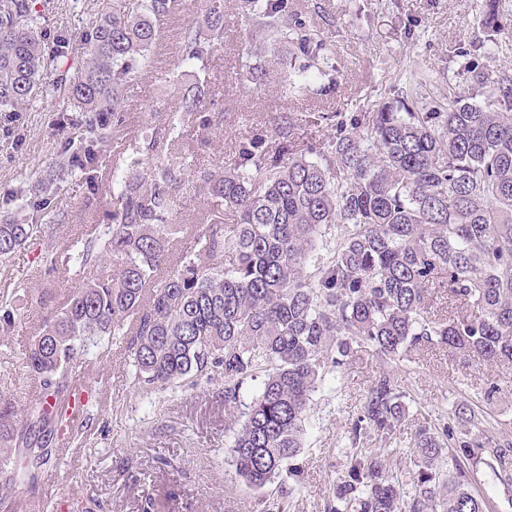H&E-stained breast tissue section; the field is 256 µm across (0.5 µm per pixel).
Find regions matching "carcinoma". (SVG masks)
I'll return each mask as SVG.
<instances>
[{"instance_id": "obj_1", "label": "carcinoma", "mask_w": 512, "mask_h": 512, "mask_svg": "<svg viewBox=\"0 0 512 512\" xmlns=\"http://www.w3.org/2000/svg\"><path fill=\"white\" fill-rule=\"evenodd\" d=\"M38 0H0V112H21L38 97L63 93L82 113L86 135L65 143L44 171L43 195L25 181L0 206V258L31 237L34 225L62 221L54 187L82 177L95 186L99 154L119 131L118 110L137 75L152 63L158 23L174 0L116 4L92 24L57 38L56 58L82 53L72 77L44 73ZM205 28L181 33L179 65L203 71L224 34L223 0H203ZM250 32L262 41L291 35L299 64L283 70L288 97L320 94L331 80L327 40L309 29L290 0H248ZM490 53L504 21L485 0ZM468 88L448 86L439 111L414 91L401 110L323 112L329 139L300 147L286 116L271 134L243 137L231 168L202 171L209 195L233 216L195 225L193 251L165 279L178 234L177 197L192 172L187 158L163 156L154 140H131L127 164L110 173L111 224L74 245L80 277L44 317L25 350L40 382L23 411L0 395V501L37 480L50 459L53 430L66 420L80 364L114 336L129 337L134 382L143 390L224 380V403L242 406L231 448L246 488L261 491L304 448L312 395L329 378L374 352L381 365L351 423L346 469L328 512H486L474 472L489 466L512 493V443L491 434L485 411L453 405L455 426L423 418L408 442L405 472L367 442L401 429L407 392L393 366L436 345L477 362H512V72L494 78L471 62ZM491 99L476 100L487 82ZM202 88L169 117L172 132L213 126ZM43 305L23 291L0 297V324L20 305ZM257 384L248 404L242 390ZM410 489H405V486Z\"/></svg>"}]
</instances>
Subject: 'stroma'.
<instances>
[{"mask_svg":"<svg viewBox=\"0 0 512 512\" xmlns=\"http://www.w3.org/2000/svg\"><path fill=\"white\" fill-rule=\"evenodd\" d=\"M483 0H292L306 23L330 45L336 82L320 96L287 97L277 87L276 73L255 86L241 78L248 67L266 64L272 46L255 44L248 35L242 0H224V37L205 71L185 75L177 66L175 46L183 28L199 26L197 0H183L160 24V38L149 70L130 85L121 111L127 138L151 137L194 80L215 94L213 129L207 144L192 132L160 141L163 152L192 157L189 176L178 200L183 231L173 256L189 249L192 227L206 218L212 200L198 173L231 166L241 134L271 135L284 116H292L295 142H321L328 132L317 124L323 112H365L395 102L406 74L416 71L427 84V99L446 94L449 83L463 84L460 54L480 35ZM106 0H50L46 42L60 31L92 22ZM64 97L42 99L24 112H0V196L22 176L46 169L61 144L83 137V126H58ZM110 186L101 182L90 192L79 179L60 184L56 203L64 214L51 237L34 233L27 245L0 260V295L21 288L48 292L52 306L61 305L77 278L64 275L67 248L78 238L104 234L108 224ZM52 250L55 270L41 262ZM45 311L26 306L14 328L0 331V394L18 408L28 407L41 387L30 375L24 352L43 322ZM379 364L361 353L353 365L313 396L304 448L292 462L297 481L280 476L262 492L246 490L235 471L229 411L223 381L199 379L196 385L142 394L131 383L133 368L122 336L114 337L98 356L76 374L89 401L80 443L56 439L52 456L35 486H20L0 512H140L144 500L156 512H258V500L275 503L281 485L292 487L291 512H324L334 485L345 469L350 450L348 428L359 413ZM397 377L411 396L400 433L386 440L402 461L418 412L440 417L454 403L480 405L496 422L494 436L512 441V364H480L436 348L399 364Z\"/></svg>","mask_w":512,"mask_h":512,"instance_id":"obj_1","label":"stroma"}]
</instances>
